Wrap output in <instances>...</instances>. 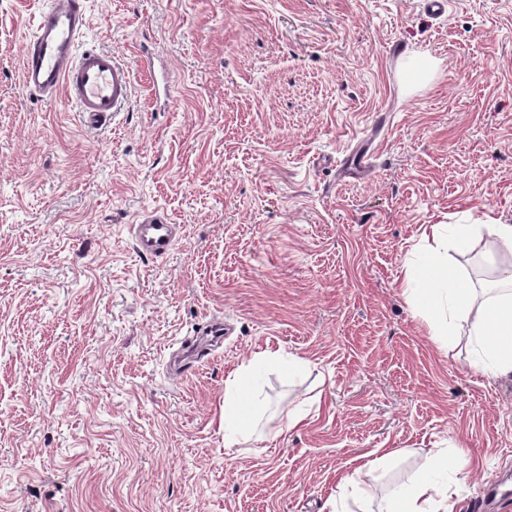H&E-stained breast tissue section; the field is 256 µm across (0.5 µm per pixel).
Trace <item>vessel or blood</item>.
<instances>
[{
	"label": "vessel or blood",
	"instance_id": "obj_1",
	"mask_svg": "<svg viewBox=\"0 0 512 512\" xmlns=\"http://www.w3.org/2000/svg\"><path fill=\"white\" fill-rule=\"evenodd\" d=\"M86 24V0H50L25 45L22 81L35 95H65L95 128L129 102L131 70L112 52L79 51ZM132 238L141 254L160 258L172 249L176 226L166 213L153 210L133 225Z\"/></svg>",
	"mask_w": 512,
	"mask_h": 512
}]
</instances>
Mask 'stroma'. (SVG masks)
<instances>
[{
	"label": "stroma",
	"mask_w": 512,
	"mask_h": 512,
	"mask_svg": "<svg viewBox=\"0 0 512 512\" xmlns=\"http://www.w3.org/2000/svg\"><path fill=\"white\" fill-rule=\"evenodd\" d=\"M45 3L0 0V512H332L342 476L381 500L436 448L467 460L456 512L481 485L512 512V375L476 372L466 336L435 342L399 293L442 222L480 225L449 261L495 276L512 0L439 18L416 0H86L80 48L133 71L98 131L23 87ZM372 132L364 176L341 178ZM153 209L178 226L158 259L130 230ZM211 320L230 332L186 356ZM266 350L308 367L263 365L225 447L226 383Z\"/></svg>",
	"instance_id": "35a3bbf8"
}]
</instances>
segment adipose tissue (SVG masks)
Here are the masks:
<instances>
[{"mask_svg": "<svg viewBox=\"0 0 512 512\" xmlns=\"http://www.w3.org/2000/svg\"><path fill=\"white\" fill-rule=\"evenodd\" d=\"M474 224H435L418 257L406 258L399 290L438 342H447L459 324H467L468 342L476 354L474 369L488 374L512 373V265L499 268L485 299H478L466 278L448 262L450 242L476 234ZM252 378L241 370L224 391V445H238L252 422L240 389ZM446 455H428L411 484L379 504L377 512H454L447 492H435L430 474L447 470Z\"/></svg>", "mask_w": 512, "mask_h": 512, "instance_id": "1", "label": "adipose tissue"}]
</instances>
